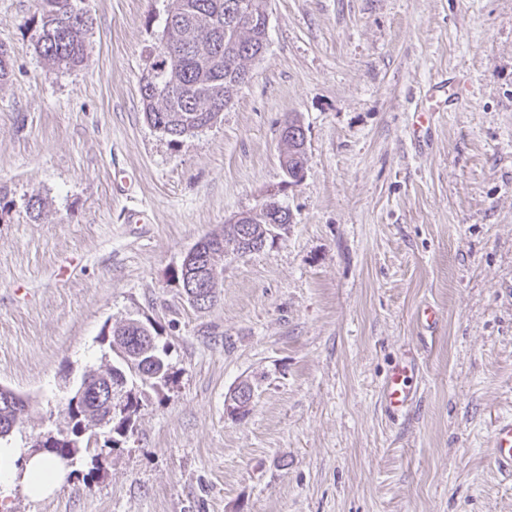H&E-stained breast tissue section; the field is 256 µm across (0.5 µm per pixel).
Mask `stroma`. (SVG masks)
<instances>
[{"mask_svg":"<svg viewBox=\"0 0 512 512\" xmlns=\"http://www.w3.org/2000/svg\"><path fill=\"white\" fill-rule=\"evenodd\" d=\"M169 5L86 0L88 58L52 71L38 0H0V386L29 400L0 512H512V477L487 465L512 416V0H268L251 80L177 141L139 93ZM444 77L452 110L428 96ZM418 107L436 111L426 146ZM288 118L307 137L292 186ZM275 187L287 232L226 254L217 302L193 307L187 251ZM129 318L173 376L102 465L31 498L26 450L66 428L105 326ZM403 358L417 399L393 418L382 385ZM245 382L249 414H227Z\"/></svg>","mask_w":512,"mask_h":512,"instance_id":"1","label":"stroma"}]
</instances>
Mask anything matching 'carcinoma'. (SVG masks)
Instances as JSON below:
<instances>
[{
	"label": "carcinoma",
	"mask_w": 512,
	"mask_h": 512,
	"mask_svg": "<svg viewBox=\"0 0 512 512\" xmlns=\"http://www.w3.org/2000/svg\"><path fill=\"white\" fill-rule=\"evenodd\" d=\"M68 2L40 0L34 25V35L41 43L36 54L53 70L74 69L87 57L92 19L72 21ZM229 2L172 0L175 23L171 38L178 52L176 57L169 58L159 51L150 63L166 80L167 96L159 107L145 94L141 100L146 121L154 126L165 122L167 136L176 141L186 136L187 129L210 124L215 110L224 107V94L238 82V74L230 68L231 57L242 50L257 52L267 46V36L258 19L249 29L224 28V12ZM205 239L203 250L190 263L181 264L180 285H185L187 276L198 267L215 269L226 249L239 252L235 238L224 228ZM149 335V328L138 320H129L103 334L105 373L91 370L82 376L83 382L64 407L68 430L43 436L33 447L56 457L65 454L73 464L91 453L98 458V446L90 442L99 432L98 423L107 417L110 425L104 431L103 446L115 447L126 438L148 400V390L167 384L171 377L172 366L165 347H156L152 355L143 353L142 337ZM26 407L23 397L0 387V441L9 440L24 424Z\"/></svg>",
	"instance_id": "obj_1"
}]
</instances>
